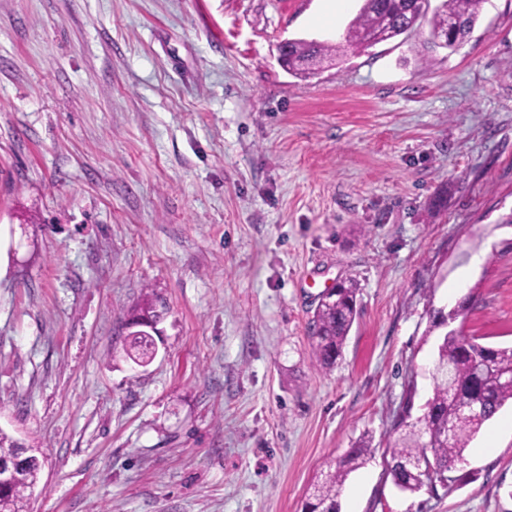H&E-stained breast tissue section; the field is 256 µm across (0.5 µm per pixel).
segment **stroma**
<instances>
[{"label":"stroma","mask_w":512,"mask_h":512,"mask_svg":"<svg viewBox=\"0 0 512 512\" xmlns=\"http://www.w3.org/2000/svg\"><path fill=\"white\" fill-rule=\"evenodd\" d=\"M0 0V430L42 462L32 512H302L369 443L340 512H512V406L453 490L385 473L421 416L429 312L512 345V0L455 50L343 42L359 0ZM359 314L335 366L309 321ZM152 297L158 355L124 323ZM286 49L283 51L280 60L282 64L292 71L306 73L310 68L307 63L311 60L322 62L328 56H339L342 51L340 45H331L325 42L306 41L303 39L289 40L286 42ZM357 285L343 281L324 295L309 324L312 356L317 366L332 367L342 355L357 314ZM372 450L361 444L351 448L344 456L327 461L313 484V492L307 502L309 512H340L339 497L348 475L363 466Z\"/></svg>","instance_id":"35a3bbf8"}]
</instances>
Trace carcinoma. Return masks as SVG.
<instances>
[{
    "instance_id": "carcinoma-1",
    "label": "carcinoma",
    "mask_w": 512,
    "mask_h": 512,
    "mask_svg": "<svg viewBox=\"0 0 512 512\" xmlns=\"http://www.w3.org/2000/svg\"><path fill=\"white\" fill-rule=\"evenodd\" d=\"M484 0H441L431 19L433 44L453 50L471 32ZM427 13L425 0H363L358 14L350 22L346 47L355 51L373 43L391 40L412 29ZM341 46L325 42L295 39L286 42L280 60L292 71L309 70L311 60L337 57ZM357 285L344 281L324 295L309 324L312 356L317 366L332 367L342 355L346 337L357 314ZM126 356L133 363L150 360L147 343L137 336L127 337ZM433 382L432 396L424 413L412 424L399 420L394 425L397 438L390 448L387 474L404 492H416L426 486L432 490L454 482L449 473L464 461L469 444L482 426L508 403L512 387L501 378L512 374V347L486 345L474 336L449 330L439 336L434 358L428 368ZM476 404L479 415L456 425L460 408ZM372 450L361 444L344 456L326 462L313 484L308 512H340L339 497L348 475L363 466ZM41 463L33 455L28 461L30 482H21L0 494V512H18L38 482Z\"/></svg>"
}]
</instances>
